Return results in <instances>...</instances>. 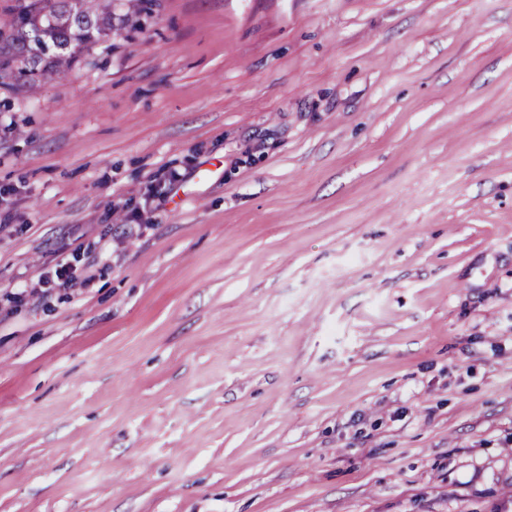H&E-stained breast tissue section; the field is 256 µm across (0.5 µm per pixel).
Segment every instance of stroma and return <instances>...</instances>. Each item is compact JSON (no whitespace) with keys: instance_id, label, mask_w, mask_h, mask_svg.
I'll return each mask as SVG.
<instances>
[{"instance_id":"35a3bbf8","label":"stroma","mask_w":512,"mask_h":512,"mask_svg":"<svg viewBox=\"0 0 512 512\" xmlns=\"http://www.w3.org/2000/svg\"><path fill=\"white\" fill-rule=\"evenodd\" d=\"M117 13L0 84V512H512V0Z\"/></svg>"}]
</instances>
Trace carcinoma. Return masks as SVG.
<instances>
[{
	"label": "carcinoma",
	"instance_id": "obj_1",
	"mask_svg": "<svg viewBox=\"0 0 512 512\" xmlns=\"http://www.w3.org/2000/svg\"><path fill=\"white\" fill-rule=\"evenodd\" d=\"M115 0H14L0 13V74L60 73L83 45L112 33Z\"/></svg>",
	"mask_w": 512,
	"mask_h": 512
}]
</instances>
